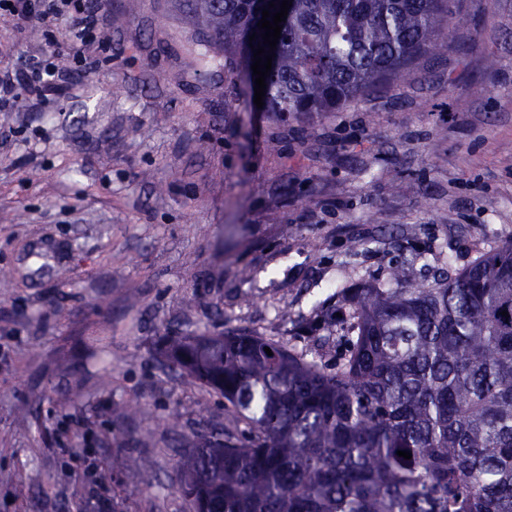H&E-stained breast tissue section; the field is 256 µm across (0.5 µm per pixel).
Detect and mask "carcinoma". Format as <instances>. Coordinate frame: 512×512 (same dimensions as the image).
Returning a JSON list of instances; mask_svg holds the SVG:
<instances>
[{
  "instance_id": "1",
  "label": "carcinoma",
  "mask_w": 512,
  "mask_h": 512,
  "mask_svg": "<svg viewBox=\"0 0 512 512\" xmlns=\"http://www.w3.org/2000/svg\"><path fill=\"white\" fill-rule=\"evenodd\" d=\"M268 2L188 0L214 34L201 55L251 70ZM451 15V0H294L265 110L331 112L403 80L448 50ZM338 324L328 360L250 331L165 337L174 370L234 410L184 449L196 512H512V241L431 281L393 266L308 329Z\"/></svg>"
}]
</instances>
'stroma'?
I'll return each mask as SVG.
<instances>
[{
  "mask_svg": "<svg viewBox=\"0 0 512 512\" xmlns=\"http://www.w3.org/2000/svg\"><path fill=\"white\" fill-rule=\"evenodd\" d=\"M99 6L111 62L27 123L0 112V512H193L180 452L229 410L161 336L319 355L337 337L304 328L338 290L512 241V0H456L446 54L310 117L203 65L185 0ZM16 29L0 50L68 66L65 38Z\"/></svg>",
  "mask_w": 512,
  "mask_h": 512,
  "instance_id": "35a3bbf8",
  "label": "stroma"
}]
</instances>
